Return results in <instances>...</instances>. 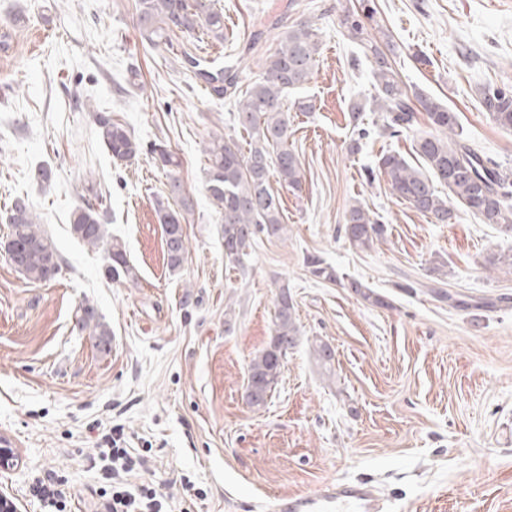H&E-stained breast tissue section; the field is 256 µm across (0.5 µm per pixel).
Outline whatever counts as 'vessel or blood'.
Listing matches in <instances>:
<instances>
[{"label":"vessel or blood","mask_w":512,"mask_h":512,"mask_svg":"<svg viewBox=\"0 0 512 512\" xmlns=\"http://www.w3.org/2000/svg\"><path fill=\"white\" fill-rule=\"evenodd\" d=\"M373 490L362 484L327 483L294 496L277 497L272 512H377Z\"/></svg>","instance_id":"obj_1"}]
</instances>
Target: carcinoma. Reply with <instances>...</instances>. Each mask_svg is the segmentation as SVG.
Here are the masks:
<instances>
[{
    "mask_svg": "<svg viewBox=\"0 0 512 512\" xmlns=\"http://www.w3.org/2000/svg\"><path fill=\"white\" fill-rule=\"evenodd\" d=\"M138 25L147 43H170L172 35L199 33V38L224 42V12L210 6V0H137ZM340 25L371 57L375 79L372 109L382 112L383 128L391 135L410 129L417 114L425 113L436 134L417 138L415 152L426 170L412 166L396 153L379 156L375 170L384 176L392 194L438 224H450L458 218L454 204L483 224H493L512 234V171L481 154L462 137L457 114L436 98L423 93H409L387 53L369 36L365 25L354 14H347ZM278 44L265 57L260 79L242 92L238 73L203 69L200 75L219 98L237 102L235 121L250 138L248 151L238 142L213 134L207 142L205 187L219 214L224 234V255L240 269L251 255L260 234L280 236L286 231L281 196L271 188V179L292 190L302 188L303 165L288 148L290 124L285 92L307 83L317 62L319 34L313 25L301 22L285 27L277 35ZM480 105L493 121L512 131V87L487 85L480 90ZM97 136L111 158L128 163L142 154V145L123 124L111 116H96ZM157 167L166 172L169 192L154 200V210L162 228L186 224L193 211V199L183 193L174 152L156 144L151 150ZM107 196L85 200L70 217L71 235L87 246L101 250L107 259L106 270L115 281L137 280L136 268L127 258L125 244L112 237L105 222ZM7 239L13 241L15 254L11 265L25 279L50 281L60 272V256L53 239L42 227L36 210L22 197L13 199L5 210ZM344 235L359 248H368L381 238L385 229L371 215L370 209L356 201L345 211ZM187 238L164 237L167 267L181 269L187 254ZM351 288L361 299L374 306H385L381 295L359 282ZM299 342L294 302L288 287L282 286L276 298L273 336L256 352L248 365L247 401L255 409L267 405L271 392L288 357ZM317 365L330 373L335 362L331 345L321 339L312 343Z\"/></svg>",
    "mask_w": 512,
    "mask_h": 512,
    "instance_id": "obj_1",
    "label": "carcinoma"
}]
</instances>
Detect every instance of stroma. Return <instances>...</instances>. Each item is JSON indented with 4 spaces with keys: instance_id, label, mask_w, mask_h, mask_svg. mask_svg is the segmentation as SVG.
I'll list each match as a JSON object with an SVG mask.
<instances>
[{
    "instance_id": "35a3bbf8",
    "label": "stroma",
    "mask_w": 512,
    "mask_h": 512,
    "mask_svg": "<svg viewBox=\"0 0 512 512\" xmlns=\"http://www.w3.org/2000/svg\"><path fill=\"white\" fill-rule=\"evenodd\" d=\"M234 43L177 35L151 46L136 0H0V210L29 199L59 248L61 270L33 283L0 250V434L15 438L0 492L18 512H44L29 487L63 477L85 506L98 498L93 460L103 435L122 425L128 445L150 449L147 477L178 496L189 476L204 497L193 512H270L277 496L338 480H367L382 512H512V275L490 266L512 235L463 214L435 224L370 176L384 152L419 164L412 145L426 116L393 137L352 102L373 96L372 68L339 21L371 9L364 24L407 89L456 112L479 152L512 169V131L479 102L488 84L512 86V0H212ZM309 22L320 54L290 110L288 146L305 182L282 191L283 237L259 236L245 270L224 256L222 224L205 190L212 133L240 139L233 101L217 99L180 48L230 62L250 35L274 50L276 22ZM92 100L80 109L76 99ZM126 125L144 146L120 164L101 146L94 111ZM164 142L195 207L188 255L169 271L154 198L167 178L149 149ZM48 165L55 176L34 178ZM104 191L108 229L121 238L137 281L104 273V253L70 233L72 210ZM362 200L384 236L360 249L342 231ZM334 268L314 277L308 261ZM358 281L387 300L355 295ZM417 290H409V283ZM296 306L300 343L268 404L246 397L247 366L267 345L280 287ZM446 289L439 301L432 288ZM111 332L100 345L84 310ZM336 351L324 374L314 340Z\"/></svg>"
}]
</instances>
